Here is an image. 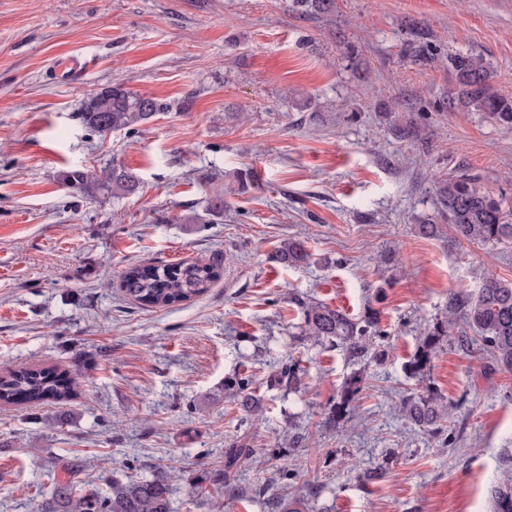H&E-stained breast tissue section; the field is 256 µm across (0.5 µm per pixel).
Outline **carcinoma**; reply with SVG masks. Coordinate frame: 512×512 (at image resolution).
Listing matches in <instances>:
<instances>
[{"label":"carcinoma","instance_id":"1","mask_svg":"<svg viewBox=\"0 0 512 512\" xmlns=\"http://www.w3.org/2000/svg\"><path fill=\"white\" fill-rule=\"evenodd\" d=\"M289 10L303 17L334 21L337 0H289ZM448 70L455 78L454 88L445 105L453 110L463 104L484 112L492 119L512 126V99L496 93L490 84L489 63L473 52H450ZM168 108L154 97L138 94L114 84L89 95L82 104L80 118L91 130L103 136L108 131L129 129L152 119ZM249 175L238 173L232 184L207 201L206 210H224V196L245 188ZM64 186L88 197L127 196L138 189V180L124 170L110 172L73 169L63 174ZM439 215L455 235L469 243L491 250L512 245V203L507 193L494 195L480 190L475 179L460 173L440 177L436 182ZM278 259L294 264L308 261L309 253L300 241L291 240L278 247ZM216 264L202 259L174 264L158 263L134 266L126 270L121 287L125 295L147 307H165L186 302L201 293L217 278ZM303 331L320 342L331 340L356 355L368 353L371 334L377 330V313L359 319L318 302L302 304ZM449 336L462 345L488 356L498 366L512 370V280L487 270L474 289L460 286L448 294V306L433 325L423 329L420 345L405 363L408 377L415 378L431 370L441 343ZM304 370L297 361H289L280 374V383L288 392L302 385ZM79 374L61 373L51 368L10 369L0 376V402L24 401L43 404L70 398ZM365 388L363 376L353 374L341 386L328 412L326 422L345 419ZM239 410L252 414L259 410V398L249 381L239 379L227 385ZM455 404L445 401L433 389L426 388L400 399L398 414L411 425L430 435L439 434L444 423L451 422ZM244 446H232L225 452L224 472L214 482H230L231 470L252 459ZM37 512H172L171 485L163 473L136 479L114 477L105 490H85L71 481L51 474V490L41 494ZM493 512H512V485L497 488Z\"/></svg>","mask_w":512,"mask_h":512}]
</instances>
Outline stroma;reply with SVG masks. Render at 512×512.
I'll return each mask as SVG.
<instances>
[{
	"instance_id": "35a3bbf8",
	"label": "stroma",
	"mask_w": 512,
	"mask_h": 512,
	"mask_svg": "<svg viewBox=\"0 0 512 512\" xmlns=\"http://www.w3.org/2000/svg\"><path fill=\"white\" fill-rule=\"evenodd\" d=\"M415 25L439 52L483 54L512 98V0H337L332 25L288 0H0V367L82 374L69 401L0 405V512H35L51 471L89 490L172 464L175 512H212L194 488L215 492L234 444L253 461L234 467L224 512H278L270 483L306 512H490L512 479V371L444 344L428 379L458 404L450 444L394 407L421 387L403 366L449 291L489 269L512 279V247L488 256L435 206L437 177L462 169L482 190L512 189V127L439 110L452 80L414 63ZM64 52L88 67L60 84L46 68ZM114 83L167 111L98 135L79 112ZM391 108L419 136L392 127ZM114 167L137 194L62 185L66 171ZM246 170L253 186L205 214ZM192 210L204 223H179ZM427 222L438 236L420 234ZM291 239L308 263L275 260ZM198 257L221 275L190 301L145 308L120 289L128 266ZM308 300L376 311L370 355L304 336ZM290 356L305 371L295 394L273 382ZM356 372L352 418L327 426ZM237 376L261 415L238 410L225 388Z\"/></svg>"
}]
</instances>
